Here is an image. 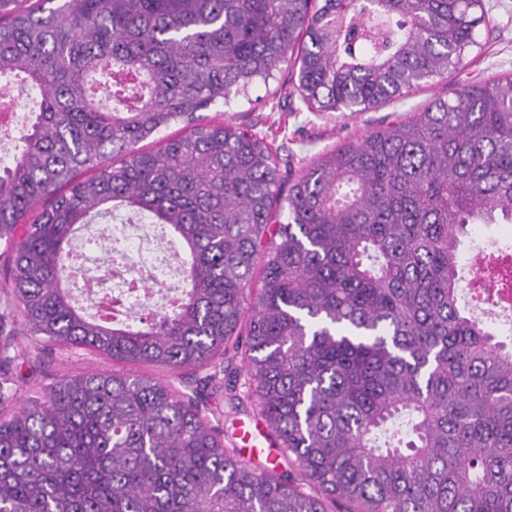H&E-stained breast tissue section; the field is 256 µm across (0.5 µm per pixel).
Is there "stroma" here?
Wrapping results in <instances>:
<instances>
[{
    "instance_id": "stroma-1",
    "label": "stroma",
    "mask_w": 512,
    "mask_h": 512,
    "mask_svg": "<svg viewBox=\"0 0 512 512\" xmlns=\"http://www.w3.org/2000/svg\"><path fill=\"white\" fill-rule=\"evenodd\" d=\"M484 4L487 15L478 29L477 44L467 50L459 69L445 78L421 83L404 98L363 112H316L307 108L282 73L268 82L249 85L224 106L209 111L207 117L263 137L276 153L282 173L299 177L311 161L344 144L360 141L390 122L409 118L434 98H449L460 86L512 73V0H484ZM497 242H512V224L471 227L460 257L461 302L471 316L495 333L501 326L494 307L488 301H475L468 282L473 276L470 262L474 251L492 252ZM88 371L146 373L170 380L179 392L199 396L208 405L230 448L242 446L236 436L239 424L257 417L251 397L253 387L247 377L238 381L240 404L234 407L224 393L203 386L204 371L186 370L173 377L162 368L117 363L80 347L38 349L19 316L0 329V409H16L34 392L44 391L63 377Z\"/></svg>"
}]
</instances>
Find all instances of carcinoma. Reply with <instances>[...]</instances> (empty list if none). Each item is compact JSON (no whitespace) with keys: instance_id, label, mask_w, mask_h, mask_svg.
<instances>
[{"instance_id":"1","label":"carcinoma","mask_w":512,"mask_h":512,"mask_svg":"<svg viewBox=\"0 0 512 512\" xmlns=\"http://www.w3.org/2000/svg\"><path fill=\"white\" fill-rule=\"evenodd\" d=\"M484 20L483 0H0V97L38 96L0 166L31 336L174 373L243 352L207 381L246 375L298 470H257L160 378L81 373L0 417V512H512V345L458 305L468 226L512 224V74L288 184L203 116L283 71L319 112L378 107ZM117 209L181 241V304L149 321L88 316L63 283L64 246Z\"/></svg>"}]
</instances>
